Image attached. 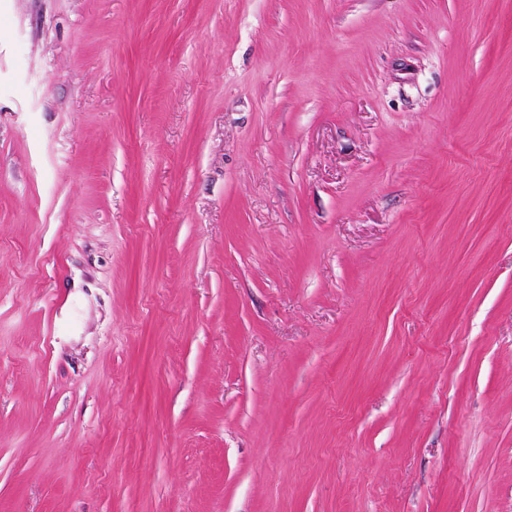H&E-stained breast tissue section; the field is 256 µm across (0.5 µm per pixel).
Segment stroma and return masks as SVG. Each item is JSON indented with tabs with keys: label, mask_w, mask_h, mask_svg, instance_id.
<instances>
[{
	"label": "stroma",
	"mask_w": 512,
	"mask_h": 512,
	"mask_svg": "<svg viewBox=\"0 0 512 512\" xmlns=\"http://www.w3.org/2000/svg\"><path fill=\"white\" fill-rule=\"evenodd\" d=\"M0 512H512V0H0Z\"/></svg>",
	"instance_id": "35a3bbf8"
}]
</instances>
